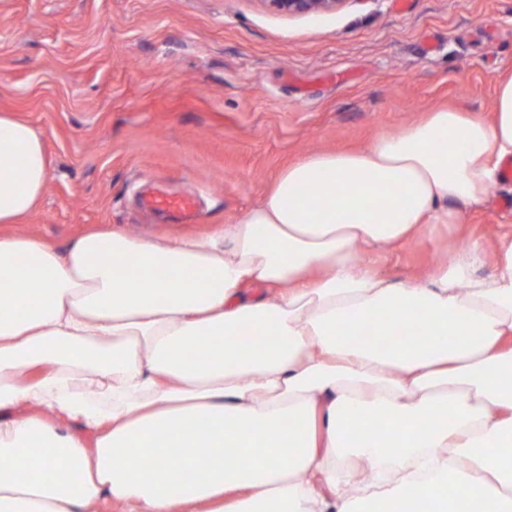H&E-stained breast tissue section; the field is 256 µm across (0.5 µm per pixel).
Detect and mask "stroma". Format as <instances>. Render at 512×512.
Listing matches in <instances>:
<instances>
[{"label": "stroma", "instance_id": "stroma-1", "mask_svg": "<svg viewBox=\"0 0 512 512\" xmlns=\"http://www.w3.org/2000/svg\"><path fill=\"white\" fill-rule=\"evenodd\" d=\"M512 73V0H341L285 15L262 0H0V113L30 122L50 160L17 230L66 248L88 228L210 235L314 152L357 150L425 112H493ZM195 194L190 224L143 212L153 184ZM462 224L373 261L427 276L448 242L493 246L512 180Z\"/></svg>", "mask_w": 512, "mask_h": 512}]
</instances>
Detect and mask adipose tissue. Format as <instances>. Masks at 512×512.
Listing matches in <instances>:
<instances>
[{"label": "adipose tissue", "mask_w": 512, "mask_h": 512, "mask_svg": "<svg viewBox=\"0 0 512 512\" xmlns=\"http://www.w3.org/2000/svg\"><path fill=\"white\" fill-rule=\"evenodd\" d=\"M511 157L512 75L491 120L307 154L218 233L62 250L11 230L50 171L1 113L0 410L51 415L0 418V512H512V230L490 277L477 241L423 281L360 265L460 223Z\"/></svg>", "instance_id": "obj_1"}]
</instances>
